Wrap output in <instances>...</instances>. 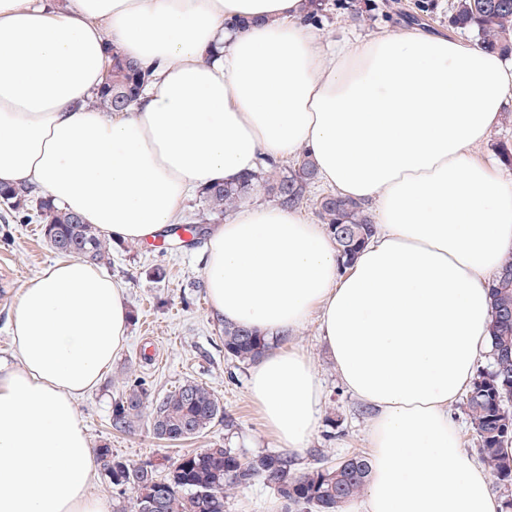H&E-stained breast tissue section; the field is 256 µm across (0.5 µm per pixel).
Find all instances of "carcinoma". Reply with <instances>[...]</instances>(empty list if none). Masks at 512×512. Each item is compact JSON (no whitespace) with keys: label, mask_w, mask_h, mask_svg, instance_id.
<instances>
[{"label":"carcinoma","mask_w":512,"mask_h":512,"mask_svg":"<svg viewBox=\"0 0 512 512\" xmlns=\"http://www.w3.org/2000/svg\"><path fill=\"white\" fill-rule=\"evenodd\" d=\"M448 23L469 32L486 49L512 55V0H454ZM149 71L139 62L115 51L108 74L93 105L107 112H124L139 97ZM318 178L310 157H297L275 179L263 169L235 183H215L198 191L199 224L192 248L205 234L203 224L220 217L261 189L281 206L298 209L310 203L327 226L336 243L342 267L348 268L374 232L371 214L363 203L336 192L310 196ZM0 204L7 208L3 221L41 224V232L56 254L78 257L93 264L110 260L111 243L81 216L66 212L54 201L27 185L0 184ZM492 319L489 339L491 369L474 378L466 395L465 411L479 446L480 461L504 489L505 508L512 509V253L505 257L490 284ZM268 342L262 334L224 325V354L240 363L262 357ZM149 416L154 434L163 440L180 442L202 434L224 415L218 398L205 386L187 381L168 394L153 398L145 384L129 383L112 406V428L124 433L135 430L143 416ZM98 457L112 487L133 492L130 512H149L157 483L160 507L155 512H225L228 493L261 483L272 489L284 503L285 512H340L343 504L364 489L370 475L369 457L353 451L329 466L301 471L288 453L257 455L237 453L230 448L215 453L204 449L181 455L162 476L151 468L145 475L140 464L112 453L104 444Z\"/></svg>","instance_id":"1"}]
</instances>
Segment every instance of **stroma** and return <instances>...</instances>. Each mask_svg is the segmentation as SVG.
Wrapping results in <instances>:
<instances>
[{
  "mask_svg": "<svg viewBox=\"0 0 512 512\" xmlns=\"http://www.w3.org/2000/svg\"><path fill=\"white\" fill-rule=\"evenodd\" d=\"M382 2L369 0L357 19L343 9L330 11L318 32L331 40L416 29L451 38L457 35L448 25L451 0H434L437 9L433 16L419 20L413 17L416 0H398L400 12L392 17L386 16ZM5 234L10 241H0V268L6 273L0 279L1 359L14 354L8 320L21 289L56 258L42 236L33 234L31 225L0 221V238ZM157 265L170 272L165 282H153L148 276ZM103 270L124 285L133 318L126 343L103 382L78 403L92 445L109 444L115 454L134 463H153L162 473L180 455L206 448H232L249 455L277 450L278 444L248 390L250 365L224 354V325L212 316L202 287L200 248L176 253L152 246L146 239L125 242L114 247L112 261ZM287 344L306 351L327 391L318 427L308 448L297 456L300 468L316 467L354 450L367 451L371 412L340 384L317 321H309L289 335ZM136 377L157 396L187 381L201 383L223 404L224 417L198 437L175 444L156 438L146 419L133 432H116L110 426L112 405L125 383ZM225 510L284 512V505L270 489L256 484L231 491Z\"/></svg>",
  "mask_w": 512,
  "mask_h": 512,
  "instance_id": "1",
  "label": "stroma"
}]
</instances>
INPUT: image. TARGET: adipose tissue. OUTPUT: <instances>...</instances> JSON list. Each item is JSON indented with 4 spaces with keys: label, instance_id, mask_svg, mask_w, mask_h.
Instances as JSON below:
<instances>
[{
    "label": "adipose tissue",
    "instance_id": "1",
    "mask_svg": "<svg viewBox=\"0 0 512 512\" xmlns=\"http://www.w3.org/2000/svg\"><path fill=\"white\" fill-rule=\"evenodd\" d=\"M304 0H0V183L36 186L113 241L176 223L189 193L304 151L373 205L349 272L322 225L261 204L214 227L215 319L272 345L249 388L297 454L324 397L276 337L317 319L341 384L372 410L371 473L345 512H500L448 408L488 345L489 284L512 252V178L476 160L512 100V63L411 30L323 43ZM252 26L230 30L229 21ZM152 70L125 112L92 100L108 48ZM122 286L61 257L21 289L0 363V512H109L77 404L125 344Z\"/></svg>",
    "mask_w": 512,
    "mask_h": 512
}]
</instances>
